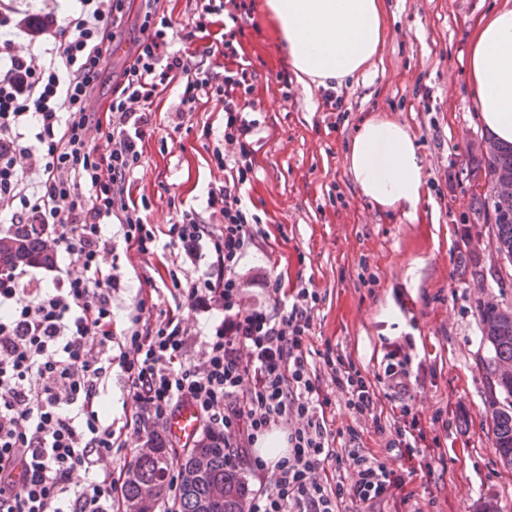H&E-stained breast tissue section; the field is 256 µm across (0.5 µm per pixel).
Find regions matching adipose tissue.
Here are the masks:
<instances>
[{"label": "adipose tissue", "instance_id": "obj_1", "mask_svg": "<svg viewBox=\"0 0 512 512\" xmlns=\"http://www.w3.org/2000/svg\"><path fill=\"white\" fill-rule=\"evenodd\" d=\"M303 88L342 85L375 64L383 39L381 0H265ZM467 72L482 125L512 144V0H501L471 33ZM359 192L381 210L416 218L425 175L409 130L371 118L346 155Z\"/></svg>", "mask_w": 512, "mask_h": 512}]
</instances>
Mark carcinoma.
<instances>
[{"instance_id":"cac0c4a2","label":"carcinoma","mask_w":512,"mask_h":512,"mask_svg":"<svg viewBox=\"0 0 512 512\" xmlns=\"http://www.w3.org/2000/svg\"><path fill=\"white\" fill-rule=\"evenodd\" d=\"M512 172V145L495 142V152L489 157L472 156L467 168V181L471 198L476 206L472 214L485 223H491L497 246L512 252V191L496 192L489 188L497 173ZM53 255L43 245L35 228L16 224L14 229L0 236V268L9 269L17 264L53 265ZM482 335L490 345L492 356L485 370L489 378L493 411V445L501 459L512 464V380L495 378L498 365H512V317L497 310L480 307ZM151 451L140 454L128 469L133 477L126 479L125 501L139 498L141 487L154 484L166 486L170 471L165 439L161 433H150ZM207 459L205 473L195 479L186 476L187 466L197 457ZM184 473L180 486V512H247L248 489L239 472L224 462V440L208 435L198 442L181 464Z\"/></svg>"}]
</instances>
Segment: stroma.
I'll return each instance as SVG.
<instances>
[{
	"label": "stroma",
	"mask_w": 512,
	"mask_h": 512,
	"mask_svg": "<svg viewBox=\"0 0 512 512\" xmlns=\"http://www.w3.org/2000/svg\"><path fill=\"white\" fill-rule=\"evenodd\" d=\"M264 2L254 0L245 26V52L262 62L255 99L265 123L254 145L257 176L242 194L261 216L266 238L262 249L250 250L242 271L281 279L288 289L314 286L321 300L312 312V350H338L370 374L390 344H406L410 403L427 437L439 445L427 458L387 454V463L406 473L404 490L423 512H483L487 504L512 512V466L493 447L484 369L491 350L479 317L489 297L512 307V266L480 280L472 277L468 260L475 245L485 265L495 259L491 226L469 210V144L485 131L464 74L469 28L495 0H385L375 65L338 87L343 101L337 113L325 107L320 91L304 92L297 80L279 91L276 76L287 69L288 54ZM178 102L174 90L157 98L131 187L149 202L147 222L163 231L180 210H203L209 186L224 180L208 150L211 137L223 130L220 106L199 104L180 121ZM372 117L404 124L414 138L426 178L416 219L377 209L348 173L347 147ZM108 234L113 251L102 264H119L112 290L119 335L147 280L166 275L170 251L160 249L145 260L126 252L119 225ZM317 373L331 400L327 417L334 429H354L360 448L385 454L384 437L346 408L326 367L318 366ZM438 411L449 427L434 421ZM99 415L122 432V447L112 451V476L124 481L156 424L138 416L120 365L104 381Z\"/></svg>",
	"instance_id": "35a3bbf8"
}]
</instances>
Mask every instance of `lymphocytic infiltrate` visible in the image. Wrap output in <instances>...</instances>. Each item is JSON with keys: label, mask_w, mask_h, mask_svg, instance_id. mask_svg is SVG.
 I'll return each mask as SVG.
<instances>
[{"label": "lymphocytic infiltrate", "mask_w": 512, "mask_h": 512, "mask_svg": "<svg viewBox=\"0 0 512 512\" xmlns=\"http://www.w3.org/2000/svg\"><path fill=\"white\" fill-rule=\"evenodd\" d=\"M52 47L20 49L28 22L16 19L13 0H0V212L15 224L49 228L46 247L79 266L58 270L42 287L31 270L0 271V512H113L111 426L99 419L100 385L112 367L111 269L101 264L111 242L105 226L123 230L126 250L152 256L160 236L133 200L152 125L154 99L168 88L180 104H221L224 129L212 160L224 182L207 191L206 211L185 210L171 224V243L207 246L202 274L173 278L174 306L154 311L139 299L120 354L126 383L139 408L155 421L184 401L199 410L209 433L223 436L229 467L248 464L258 486L248 512H344L349 503L375 506L404 483L384 458L360 448L340 454L326 419L329 397L312 369L307 340L320 300L312 288L284 298L281 283L262 278L267 302L245 306L249 283L241 263L259 247L253 213L241 193L255 175L254 138L262 122L254 98L258 70L246 55V0H188L185 20L160 11V0H77ZM138 4L140 37L126 38V16ZM214 41L194 42L210 26ZM128 59L105 112L90 102L114 47ZM38 157L36 182L19 168ZM212 314L190 329L181 307ZM200 339L198 362L183 356ZM331 380L346 406L386 435V451L422 454L426 433L417 413L400 404L390 425L378 408L381 391H410V354L394 348L382 374L365 375L348 357L325 350ZM287 431V449L269 463L250 450L259 436ZM349 473H342L344 460ZM88 473L83 486L75 471Z\"/></svg>", "instance_id": "obj_1"}]
</instances>
